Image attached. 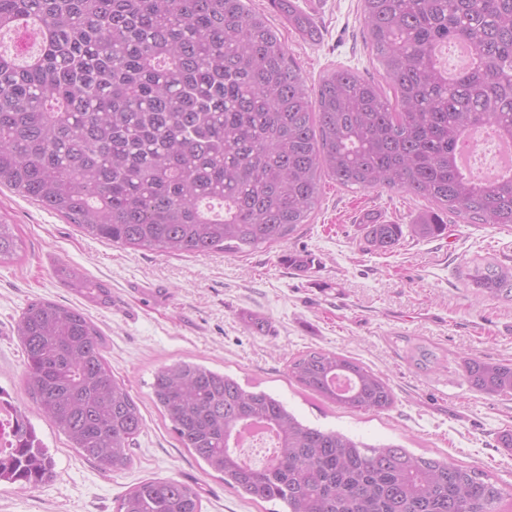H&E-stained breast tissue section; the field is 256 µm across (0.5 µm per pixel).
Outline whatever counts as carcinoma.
Here are the masks:
<instances>
[{
  "label": "carcinoma",
  "mask_w": 512,
  "mask_h": 512,
  "mask_svg": "<svg viewBox=\"0 0 512 512\" xmlns=\"http://www.w3.org/2000/svg\"><path fill=\"white\" fill-rule=\"evenodd\" d=\"M375 58L396 93L338 67L310 89L296 60L247 0H0V34L38 46L0 52V185L117 247L205 255L284 244L309 223L322 179L363 191L420 196L434 208L416 224H368L387 252L409 232L442 235L448 217L512 225V174L493 181L461 168L469 130L512 140V0H361ZM280 12L304 37L294 0ZM466 43L469 68L454 79L437 51ZM0 220V261L17 254ZM280 261L307 270L308 254ZM55 275L89 301L109 290L66 264ZM476 294L512 303V266L473 259ZM26 383L39 411L103 474L128 467L144 420L105 358L106 339L80 309L30 302L17 322ZM420 369L439 363L425 344ZM309 391L358 411L394 403L385 378L334 352L288 361ZM474 391L512 397V362L463 361ZM152 401L224 483L285 512H497L502 492L470 467L370 445L310 426L264 391L194 362L159 367ZM14 443L0 453V484L39 488L55 462L14 410ZM267 428L275 454L261 467L237 451L241 430ZM116 512H202L199 492L171 478L133 486Z\"/></svg>",
  "instance_id": "obj_1"
}]
</instances>
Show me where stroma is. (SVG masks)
Here are the masks:
<instances>
[{
    "mask_svg": "<svg viewBox=\"0 0 512 512\" xmlns=\"http://www.w3.org/2000/svg\"><path fill=\"white\" fill-rule=\"evenodd\" d=\"M308 11L307 0H295ZM299 64L308 86L345 66L378 75L365 44L359 0H320L319 39L303 38L270 0H250ZM422 199L388 190L363 191L323 179L310 224L284 246L231 256L173 255L124 249L85 236L58 214L0 187V220L20 248L0 262V391L24 410L55 461L54 482L27 489L0 487V512H116L118 499L148 478L193 485L202 512H282L277 501H252L225 484L183 448L151 401L158 367L179 360L230 374L249 391L287 404L305 423L370 444L394 443L414 454L446 458L486 472L507 492L512 512V452L497 437L512 429V397H489L465 382L466 357L512 362V306L476 297L460 269L486 258L512 265V227L452 224L433 239L405 237L392 251L366 241L364 213L394 224H415ZM312 255L310 269L283 265L284 251ZM66 263L102 281L112 302L97 306L55 277ZM35 299L82 309L107 341L106 357L124 379L144 418L132 464L102 474L51 421L26 386L17 336L21 311ZM263 323L254 330L252 320ZM424 343L440 364L426 371L407 351ZM317 349L354 358L382 374L395 403L382 412L346 409L305 390L288 376L292 356Z\"/></svg>",
    "mask_w": 512,
    "mask_h": 512,
    "instance_id": "obj_1",
    "label": "stroma"
}]
</instances>
